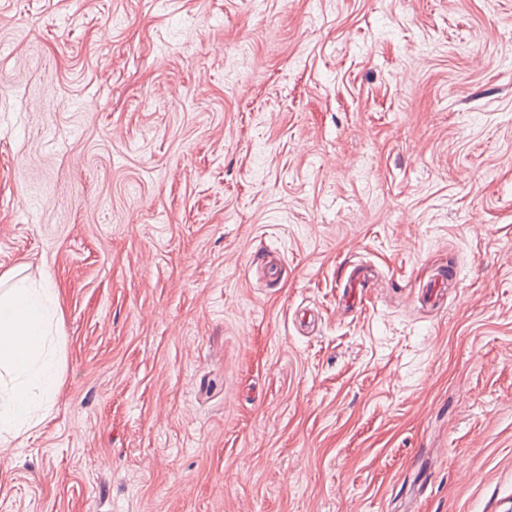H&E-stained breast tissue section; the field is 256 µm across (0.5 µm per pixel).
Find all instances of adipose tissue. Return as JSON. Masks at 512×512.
I'll return each mask as SVG.
<instances>
[{
  "instance_id": "1",
  "label": "adipose tissue",
  "mask_w": 512,
  "mask_h": 512,
  "mask_svg": "<svg viewBox=\"0 0 512 512\" xmlns=\"http://www.w3.org/2000/svg\"><path fill=\"white\" fill-rule=\"evenodd\" d=\"M57 307L48 285L0 276V441L39 425L52 406L62 377L51 336Z\"/></svg>"
}]
</instances>
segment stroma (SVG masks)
<instances>
[{"instance_id": "stroma-1", "label": "stroma", "mask_w": 512, "mask_h": 512, "mask_svg": "<svg viewBox=\"0 0 512 512\" xmlns=\"http://www.w3.org/2000/svg\"><path fill=\"white\" fill-rule=\"evenodd\" d=\"M11 269L0 512H512V0H0ZM0 288L1 445L46 418L60 385L62 364L51 336L56 289L29 282L17 271L1 275Z\"/></svg>"}]
</instances>
